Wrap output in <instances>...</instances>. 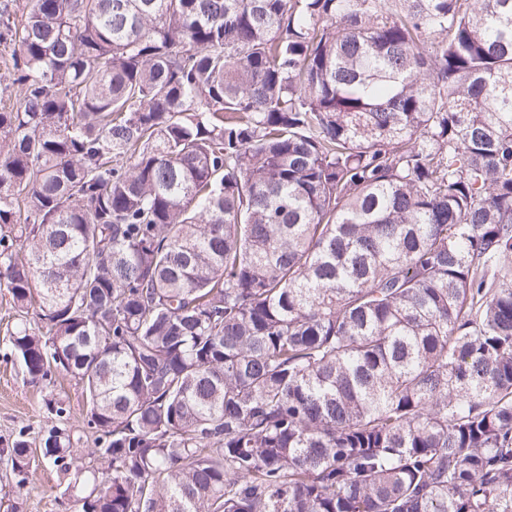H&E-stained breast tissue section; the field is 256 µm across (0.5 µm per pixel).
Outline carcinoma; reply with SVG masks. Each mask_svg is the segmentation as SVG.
Returning <instances> with one entry per match:
<instances>
[{"mask_svg": "<svg viewBox=\"0 0 512 512\" xmlns=\"http://www.w3.org/2000/svg\"><path fill=\"white\" fill-rule=\"evenodd\" d=\"M4 357L78 512H512V0H27ZM9 299L6 288L0 287V441L11 439L20 430L25 431L30 440L38 441L51 421L55 422L44 405V398L51 390L70 410L67 426L83 436L77 446L93 448L94 437L87 431L83 432L82 391L74 382L59 379L50 388H45L41 383L31 382L18 363L2 359L6 351L2 339L8 336V329L12 326Z\"/></svg>", "mask_w": 512, "mask_h": 512, "instance_id": "obj_1", "label": "carcinoma"}]
</instances>
